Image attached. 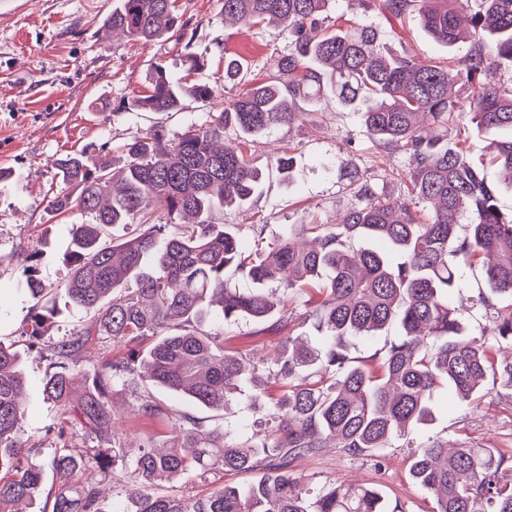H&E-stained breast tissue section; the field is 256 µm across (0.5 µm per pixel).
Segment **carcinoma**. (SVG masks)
I'll use <instances>...</instances> for the list:
<instances>
[{"label": "carcinoma", "mask_w": 512, "mask_h": 512, "mask_svg": "<svg viewBox=\"0 0 512 512\" xmlns=\"http://www.w3.org/2000/svg\"><path fill=\"white\" fill-rule=\"evenodd\" d=\"M329 2L224 0V16L249 28L267 21L288 27L291 46L275 60L274 77L244 83L207 123L175 139L153 130L124 143L117 172L83 152L55 161L63 187L48 210L91 214L94 223L71 225L69 273L59 287L42 285L34 252L18 269L30 297L23 334L47 362L45 398L65 414L48 430L59 445L50 460L60 477L48 492L52 512H122L125 500L136 502L135 512H404L363 483L335 482L314 492L292 464L333 447L381 468L386 449L397 440L412 447L417 429L430 424L441 389L469 405L490 380L512 399V362L496 363L490 345L492 338L512 341V307L493 303L495 294L512 296V217L499 210L483 170L448 138L457 121L483 128L490 160L512 182V89L490 81L493 62L512 61V0H482L470 18L473 43L452 64L385 55L371 24L325 27ZM375 2L390 15L417 14L449 47L466 34L459 12L468 0ZM107 25L143 44L181 37L185 29L178 0H116ZM330 94L361 114L375 146L413 155L407 194L385 197L369 181L351 178L355 202L341 223L293 224L266 248L246 253L214 216L245 206L260 189L263 176L250 166L247 149L295 123L298 104L314 108ZM186 96L207 102L212 88L202 79L188 85L157 65L132 107L178 112ZM229 124L243 134L237 149L216 146ZM160 208L164 224L150 221ZM110 224L133 226L130 237L102 245ZM352 239L384 243L389 251L350 249ZM483 255L494 258L485 268L490 294L475 305L492 312V338L467 334L449 300L461 287L460 270ZM230 267L259 287H228ZM277 273L282 294L308 296L304 312L282 314L281 294L260 288ZM60 298L90 315V323L52 343L44 332ZM212 315L223 323L276 317L288 324V336L270 361L255 364L229 350L223 334L204 329ZM309 322L318 332L314 340L295 333ZM391 324L400 328L396 340L369 356L353 355L358 339ZM107 342L127 352L82 366L85 351ZM120 378L136 385L134 417L147 422L167 413L140 381L215 409L226 408L246 383L253 404L269 409L268 428L239 442L222 425L177 414L164 452L149 441L133 452L119 442L70 448L78 431L91 438L112 429V385ZM24 382L20 361L0 343V512L19 500L33 503L42 491L41 467L25 461L30 449L20 437ZM507 462L497 448L450 452L447 440L433 439L410 452L409 474L435 495L432 512H512ZM119 465L136 484L112 485L108 500L90 474L105 479ZM257 469L264 474L255 483L225 484L194 499L152 491L162 476Z\"/></svg>", "instance_id": "carcinoma-1"}]
</instances>
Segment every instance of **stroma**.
Wrapping results in <instances>:
<instances>
[{
	"instance_id": "1",
	"label": "stroma",
	"mask_w": 512,
	"mask_h": 512,
	"mask_svg": "<svg viewBox=\"0 0 512 512\" xmlns=\"http://www.w3.org/2000/svg\"><path fill=\"white\" fill-rule=\"evenodd\" d=\"M115 0H13L0 11V340L22 358L24 396L28 414L21 428L23 439L36 449L33 457L43 472L45 486L55 483L50 466L53 449L47 428L57 425L60 409L44 400L41 380L46 364L35 358L21 322L29 297L16 277L24 253L40 255V277L46 287L59 285L68 275L63 257L70 244V227L85 223L84 215H53L47 209L62 183L53 162L65 154L86 152L111 158L122 166L120 147L126 141L161 129L177 137L187 126L209 120L224 100L235 97L240 84L224 78V57L233 55L244 65L249 79L261 81L275 73V59L287 53L286 27L268 23L247 28L225 21L223 0H179L187 30L193 38L162 37L148 45L128 40L106 27ZM375 25L380 44L391 54L408 53L422 60H456L470 48L463 41L447 47L422 28L416 14L392 17L364 8L349 9L346 0H334L327 13L328 26L351 23ZM206 59L205 72L216 97L200 102L188 97L177 112H144L132 101L144 94L155 64H163L187 78L188 57ZM262 171L261 189L242 208L225 209L218 222L239 229L247 250L258 241H272L292 224H335L354 198L347 173L373 179L378 193L399 197L409 181L407 155L377 148L368 140L357 113L325 98L308 119L275 128L248 153ZM264 226L263 237L251 228ZM231 347L255 358L272 354L280 337L266 325L242 322L223 329ZM114 430L127 447L143 436L164 442L166 421L142 423L131 413L133 399L122 380L113 383ZM153 394L170 412L189 413L210 424L223 425L234 435H248L259 427L260 414L246 404L230 411L191 404L163 389ZM447 439L449 446L498 447L512 457V402L487 393L470 405L440 399L430 425L417 439ZM296 474L313 483L333 481L370 483L405 512H432L434 496L409 477L403 449L393 448L382 469L370 461L335 449L295 462ZM255 473L211 474L209 479L185 477L158 481L157 492L178 490L195 498L224 483L247 485Z\"/></svg>"
}]
</instances>
